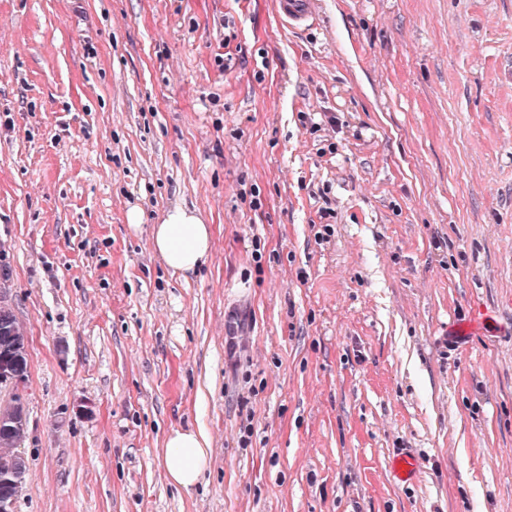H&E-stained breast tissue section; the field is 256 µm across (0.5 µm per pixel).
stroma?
Segmentation results:
<instances>
[{
  "instance_id": "1",
  "label": "stroma",
  "mask_w": 512,
  "mask_h": 512,
  "mask_svg": "<svg viewBox=\"0 0 512 512\" xmlns=\"http://www.w3.org/2000/svg\"><path fill=\"white\" fill-rule=\"evenodd\" d=\"M1 267L17 512H512V0H0ZM316 0H279L278 10L292 26L305 25L317 14ZM210 225L196 211L175 206L164 213L159 224L151 225L152 248L172 273L195 272L210 257ZM6 325L9 326L7 330L4 328ZM20 330H23V327L12 311L6 307H0V351L5 345H25V337ZM18 350L19 348L9 354L0 356V380L8 385L19 388L25 379L24 375L17 371V362L20 357L17 353ZM20 400L14 402L15 410L12 418V423L17 427H26V412L25 403L23 397L20 395ZM4 423L0 429V485L4 484L10 486L15 490L17 494L21 492V487L25 483V472L21 467H17L14 470L2 473L3 470L14 464L15 459H19L18 450L20 443L24 440L27 434V427L24 430L17 429L13 434L7 437L4 434ZM6 438L9 440L7 441ZM2 473V474H1ZM209 441L200 429L178 428L170 431L163 444V461L171 482L189 490L208 466ZM391 468L394 478L401 483L415 480L418 464L415 455L407 448H398L392 454Z\"/></svg>"
}]
</instances>
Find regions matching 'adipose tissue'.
<instances>
[{"label":"adipose tissue","instance_id":"obj_1","mask_svg":"<svg viewBox=\"0 0 512 512\" xmlns=\"http://www.w3.org/2000/svg\"><path fill=\"white\" fill-rule=\"evenodd\" d=\"M153 250L169 271L188 274L205 264L212 248L211 227L194 210L175 206L152 225ZM209 441L202 430L178 428L170 431L163 444V461L171 482L191 489L208 466Z\"/></svg>","mask_w":512,"mask_h":512}]
</instances>
